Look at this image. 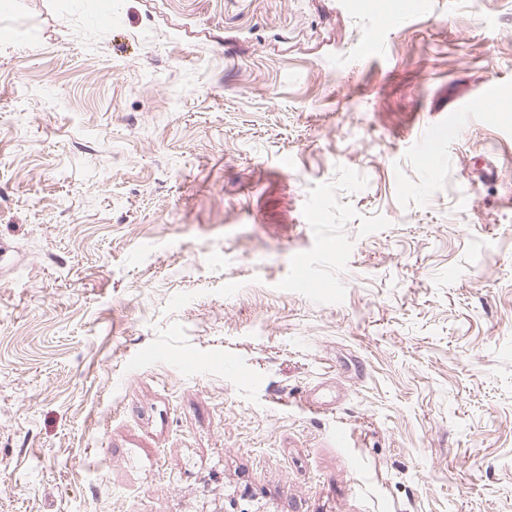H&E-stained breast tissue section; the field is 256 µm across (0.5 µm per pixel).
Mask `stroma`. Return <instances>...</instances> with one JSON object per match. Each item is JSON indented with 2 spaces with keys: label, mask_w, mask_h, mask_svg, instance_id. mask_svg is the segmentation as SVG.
<instances>
[{
  "label": "stroma",
  "mask_w": 512,
  "mask_h": 512,
  "mask_svg": "<svg viewBox=\"0 0 512 512\" xmlns=\"http://www.w3.org/2000/svg\"><path fill=\"white\" fill-rule=\"evenodd\" d=\"M394 6L0 0V512H512V0ZM426 8V0H413L410 1L409 3H400L393 11L381 16L376 31L384 32L391 29L402 18V15L406 12L418 13L423 12ZM499 83L495 80H491L487 82L484 86H482L477 94V96L462 106L457 108V110L448 115V126L442 127L441 133L448 134V142L453 141L458 137L461 132V118L465 115L464 112H472L475 111L479 107L484 99L492 98L495 94L499 93Z\"/></svg>",
  "instance_id": "stroma-1"
}]
</instances>
